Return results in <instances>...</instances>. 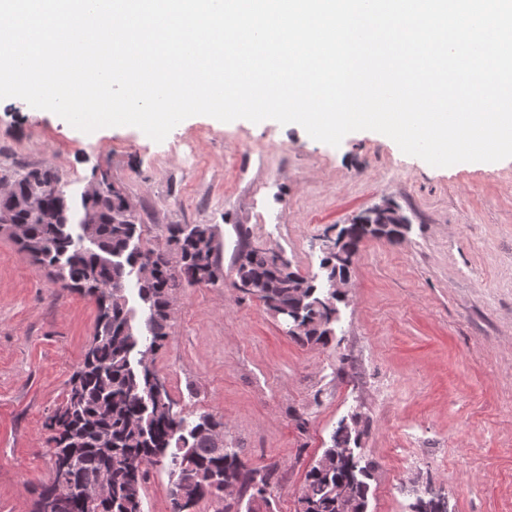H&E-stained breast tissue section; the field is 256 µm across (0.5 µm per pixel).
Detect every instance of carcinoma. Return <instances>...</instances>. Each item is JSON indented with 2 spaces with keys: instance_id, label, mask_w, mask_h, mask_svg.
<instances>
[{
  "instance_id": "carcinoma-1",
  "label": "carcinoma",
  "mask_w": 512,
  "mask_h": 512,
  "mask_svg": "<svg viewBox=\"0 0 512 512\" xmlns=\"http://www.w3.org/2000/svg\"><path fill=\"white\" fill-rule=\"evenodd\" d=\"M8 190L0 193V220L26 225L20 250L33 263L52 270L62 287L77 290L94 300L97 317L93 339L79 368L69 380L65 402L50 414L45 427L51 432L53 472L61 455L78 446L77 474L94 475L112 468V503L103 512H143L142 502L132 504L134 491H143L150 469L167 466L173 487L187 480V499L180 503L171 495V512H195L203 500L215 504L214 512H228L220 499L222 486L237 482L249 490L253 469L234 450L220 451L209 431L224 427L210 413L189 422L171 418L173 401L168 392L153 395V366L142 362L156 354L167 341L171 328V298L184 286L217 285L224 278L219 243L211 224H171L163 249L140 246L137 222L132 220L127 198L105 180L99 188L73 196L50 167L32 169L14 178L0 177ZM357 248L375 231L364 224H347ZM240 290L254 287L253 294L265 307H287L301 317L304 330L294 336L299 342L327 345L331 338L323 324L341 303L329 298L326 285L350 276L352 260L343 263L324 253L322 277L306 278L277 264L269 250L246 248L234 258ZM143 265L151 275L137 277ZM137 286L138 309L129 306L127 285ZM342 445L359 448L358 437L338 423L331 435V449ZM354 477L359 497L368 499L373 466L359 456L341 465L330 462L307 472L302 492L312 496L318 508L329 510L330 495L340 481ZM50 486L41 488L34 512L46 506L51 512H81L80 486L71 496L45 504Z\"/></svg>"
}]
</instances>
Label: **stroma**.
<instances>
[{
    "label": "stroma",
    "mask_w": 512,
    "mask_h": 512,
    "mask_svg": "<svg viewBox=\"0 0 512 512\" xmlns=\"http://www.w3.org/2000/svg\"><path fill=\"white\" fill-rule=\"evenodd\" d=\"M44 166L77 193L95 178L120 190L142 247L164 248L170 224L215 225L224 282L180 289L154 366L177 410L222 417L228 446L272 471L275 512H296L308 470L354 412L374 466L368 512H411L425 482L448 512H512V158L434 167L374 131L334 147L298 125L204 115L157 143L133 126L86 134L0 99V176ZM385 200L410 230L360 244L328 345L286 335L234 288L240 246L280 248L310 278L322 238ZM95 319L93 301L0 227V512H33L52 479L44 422Z\"/></svg>",
    "instance_id": "1"
}]
</instances>
